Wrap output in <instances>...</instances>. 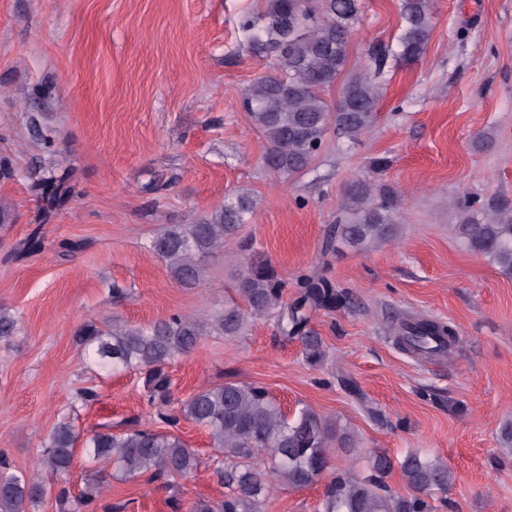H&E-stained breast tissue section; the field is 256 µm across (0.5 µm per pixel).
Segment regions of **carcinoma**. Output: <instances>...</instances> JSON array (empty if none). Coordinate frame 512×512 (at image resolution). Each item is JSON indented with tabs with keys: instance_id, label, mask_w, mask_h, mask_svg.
<instances>
[{
	"instance_id": "obj_1",
	"label": "carcinoma",
	"mask_w": 512,
	"mask_h": 512,
	"mask_svg": "<svg viewBox=\"0 0 512 512\" xmlns=\"http://www.w3.org/2000/svg\"><path fill=\"white\" fill-rule=\"evenodd\" d=\"M399 9L402 33L397 58L410 63L425 52L435 4L400 0ZM360 14L361 0H267L263 14L242 21L250 50L273 61V72L257 77L241 98L248 117L269 141L265 164L273 174L290 178L308 168L331 128L353 141L374 125L382 96L376 78L386 66V51L371 49L373 72L350 77L336 104L324 98L347 65L349 36ZM71 181L69 172H51L35 182L33 190L42 201L40 222L69 200L74 193ZM475 204L470 198L461 201L465 218L456 227L458 237L469 250L512 275V209L488 203L479 221L471 218ZM395 212L390 192H376L365 179L352 180L345 190L342 216L325 238V249L363 250L395 239L399 229ZM251 214V200L240 194L192 224L165 227L153 239L152 249L166 262L173 280L195 286L201 281L203 261L235 239ZM286 288L288 280L270 263L251 261L235 280L248 313L232 300L210 319L173 314L144 325L114 323L101 328L88 323L80 330L81 341L101 368L143 373L144 396L149 404L159 406L172 395L167 367L205 336L242 335L250 314L274 319L280 333L301 341L306 361L319 365L325 349L322 338L307 328L305 309L345 306L350 298L322 278L307 277L298 283V297L287 307ZM403 332L405 345L426 355L439 351L431 346L433 340L448 345L456 341L453 328L429 320L407 322ZM158 418L171 426L183 418L204 428L210 438L224 496L199 500L189 512H264L275 485L307 487L331 468L332 447L355 445L354 436L338 422L307 406L289 415L266 389L241 382L205 387L181 402L179 415L160 412ZM78 439L70 421L59 422L43 446V471L37 473L16 470L1 458L0 512H35L51 489L50 480L67 482L79 451L93 463L112 465V472L87 483L76 497L68 486L61 487L57 512H82L99 502L111 478L127 481L149 473L167 480L186 477L202 464L200 456L171 432L151 428L114 432L105 427L81 443ZM496 443L512 456V420L499 426ZM395 469L412 493L404 495L388 482ZM453 481L447 463L437 457L409 452L394 460L379 453L370 457L365 475L334 469L321 512H450L447 492Z\"/></svg>"
}]
</instances>
